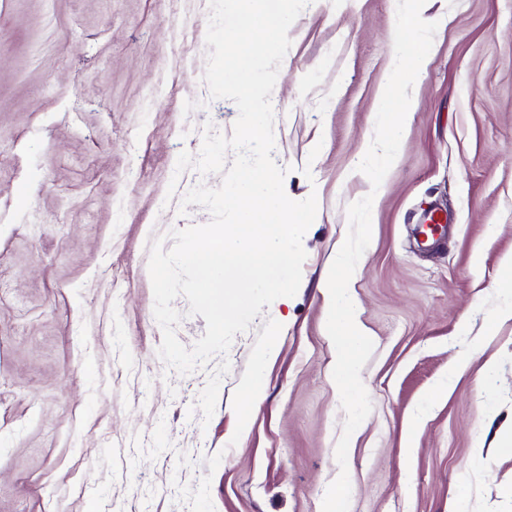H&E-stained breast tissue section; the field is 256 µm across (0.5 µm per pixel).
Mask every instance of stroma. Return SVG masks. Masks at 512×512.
<instances>
[{
    "label": "stroma",
    "instance_id": "stroma-1",
    "mask_svg": "<svg viewBox=\"0 0 512 512\" xmlns=\"http://www.w3.org/2000/svg\"><path fill=\"white\" fill-rule=\"evenodd\" d=\"M396 10L310 0L291 25L270 101L284 190L317 197L301 284L182 375L148 259L210 221L182 200L221 175L176 161L238 117L203 81L209 0H0V512H322L346 417L325 282L369 194L349 512H512V0H426L438 27L375 189L358 166ZM430 212L445 230L425 246Z\"/></svg>",
    "mask_w": 512,
    "mask_h": 512
}]
</instances>
